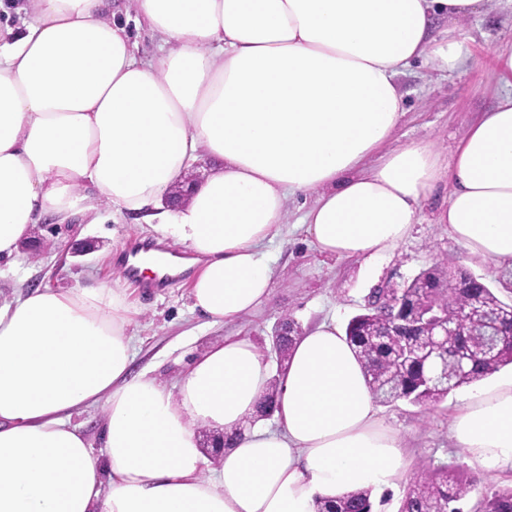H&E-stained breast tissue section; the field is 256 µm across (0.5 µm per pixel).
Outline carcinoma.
I'll return each mask as SVG.
<instances>
[{"instance_id": "obj_1", "label": "carcinoma", "mask_w": 512, "mask_h": 512, "mask_svg": "<svg viewBox=\"0 0 512 512\" xmlns=\"http://www.w3.org/2000/svg\"><path fill=\"white\" fill-rule=\"evenodd\" d=\"M435 272L442 274L444 270L422 271L411 278L406 287L396 288L392 293L376 289L364 312L353 316L346 325L347 340L379 402L391 403L402 399L415 405L437 403L450 391L490 377L512 364V340L508 337H500L492 354L488 355L485 352L486 339L475 343L473 337L462 334L448 337L436 355L438 360H448V373L452 379L446 385L425 384L423 376L430 370V362L424 358L401 366L394 361V356L403 346L429 340L427 336H396L382 341L375 335L380 312L391 306L390 300L397 292L406 296L410 307L415 303L433 304L442 313L455 318L475 298L485 310L497 314L506 323L505 331L512 330V303L501 300L484 278L474 280L464 294L452 288L427 294L423 290L424 280ZM466 345L470 349V358L459 366L456 352ZM474 493L478 494L475 512H512V487H486L481 485L480 479L465 478L446 467L416 474L399 499L397 512H463L459 504ZM317 506L318 512H374L373 488H357L336 499H322Z\"/></svg>"}]
</instances>
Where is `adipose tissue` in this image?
Instances as JSON below:
<instances>
[{"mask_svg":"<svg viewBox=\"0 0 512 512\" xmlns=\"http://www.w3.org/2000/svg\"><path fill=\"white\" fill-rule=\"evenodd\" d=\"M132 2L164 51L140 56L116 0H28L23 34L6 28L0 257L36 224L108 206L195 254L193 309L232 323L272 293L263 247L290 197L314 193L301 225L321 255L368 262L445 187L436 223L471 256L512 266V90L448 156L391 144L398 76L468 67L458 24L488 0ZM201 154L212 174L165 206ZM127 312L116 285L0 299V512H315L317 498L402 479L404 439L336 324L294 337L271 429L255 421L272 378L250 338L225 337L170 386L133 372ZM101 403L97 455L68 419ZM202 427L233 437L209 479ZM449 430L484 474L512 472V375L471 389Z\"/></svg>","mask_w":512,"mask_h":512,"instance_id":"1","label":"adipose tissue"}]
</instances>
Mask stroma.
Listing matches in <instances>:
<instances>
[{
	"label": "stroma",
	"instance_id": "1",
	"mask_svg": "<svg viewBox=\"0 0 512 512\" xmlns=\"http://www.w3.org/2000/svg\"><path fill=\"white\" fill-rule=\"evenodd\" d=\"M462 32L472 52L471 67L450 74L421 65L399 77L404 114L396 143L424 139L450 153L467 126L494 105L506 89V79L493 64V53L512 47V0H492L485 13L467 18ZM434 203H426L420 224L394 250L372 262L330 259L306 242L297 223L304 210L300 200L288 204L281 235L265 249L273 259L274 283L270 300L255 314L236 323L213 324L191 309L188 283L177 282L154 295L127 289L128 332L135 342L134 370L153 372L174 384L179 372L211 343L230 335L250 337L278 374L272 349L273 328L282 315L299 327L333 322L345 327L359 313L373 288L398 283L437 262L461 266L496 282L500 266L467 255L445 225L432 220ZM145 225L132 217L101 209L92 224H66L58 232L39 228L44 240L39 256L20 248L0 261V297L17 296L38 287L68 289L76 285L113 284L121 277L120 252L126 243L144 236ZM462 396L451 391L442 401L418 406L399 400L378 405V416L406 440L408 473L441 467L462 474L475 472L449 437L448 419Z\"/></svg>",
	"mask_w": 512,
	"mask_h": 512
}]
</instances>
